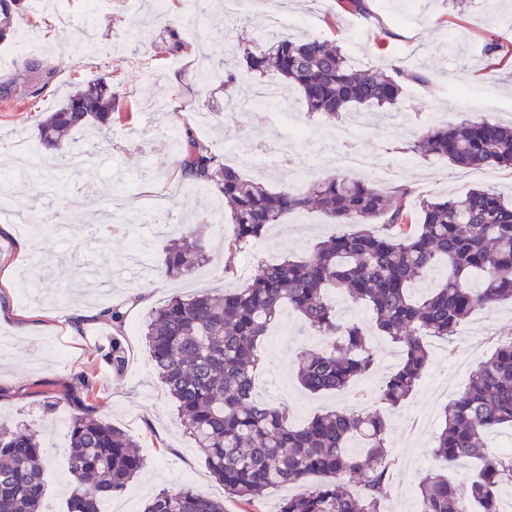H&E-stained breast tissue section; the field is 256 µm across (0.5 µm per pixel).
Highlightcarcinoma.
<instances>
[{"label":"carcinoma","instance_id":"obj_1","mask_svg":"<svg viewBox=\"0 0 512 512\" xmlns=\"http://www.w3.org/2000/svg\"><path fill=\"white\" fill-rule=\"evenodd\" d=\"M23 0H0V42L10 38ZM224 76L225 105L247 97L234 93L242 72L295 86L307 113L334 120L359 107L399 112L403 80L421 75L403 66L392 74L352 66L336 42L296 38L277 29L255 49L203 67ZM112 73L93 76L38 124L42 143L56 150V165L71 163L66 137L86 127L121 120ZM464 168H512V127L489 121L450 122L429 128L414 145ZM180 178L213 187L230 213L224 236L229 257L260 239L291 212L321 210L338 225L336 234L299 258L258 265L244 288L173 296L151 310L143 336L154 369L204 455L224 495L250 504L290 484L304 492L283 498L277 512H383L393 462L385 450L387 423L381 413L341 407L301 425L286 407L254 398L259 344L285 308L299 313L323 337L322 348L301 351L296 378L312 394H338L378 361L363 327L344 320L330 292L344 290L369 307L374 327L399 347L401 362L379 387V400L397 407L408 399L429 362L426 340L450 339L477 309L512 303V206L489 187L451 198L423 200L412 211L410 190L393 194L339 172L302 189L278 191L248 179L209 146L186 134L179 142ZM384 219L383 226L378 220ZM211 262L205 243L190 231L170 240L164 271L186 276ZM438 267L442 281L414 299L412 286ZM102 358L120 371L122 344L112 341ZM89 401L70 422L68 468L73 477L67 512H106L104 505L145 469L137 442L122 429L93 416L95 382L78 378ZM444 425L431 438V453L450 466L476 460L479 469L465 488L439 470L418 482L417 512H502L501 490L512 487V455L488 446V436L512 429V337L469 374L461 393L443 408ZM49 458L34 435L0 424V512H42ZM144 512H224V502L189 485L160 489Z\"/></svg>","mask_w":512,"mask_h":512}]
</instances>
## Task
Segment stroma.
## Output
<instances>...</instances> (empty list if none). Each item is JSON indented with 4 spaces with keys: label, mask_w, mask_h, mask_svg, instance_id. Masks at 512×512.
I'll list each match as a JSON object with an SVG mask.
<instances>
[{
    "label": "stroma",
    "mask_w": 512,
    "mask_h": 512,
    "mask_svg": "<svg viewBox=\"0 0 512 512\" xmlns=\"http://www.w3.org/2000/svg\"><path fill=\"white\" fill-rule=\"evenodd\" d=\"M280 11L277 0L266 9L248 10L241 18L224 13V0H208L209 9L197 20H187L180 0H167L166 23L138 25L147 11V0H104L94 18H86L84 0H65L71 14L63 25L52 13L35 9L24 0L14 28L31 42L29 51L14 55L0 68V86L11 85L8 100H0V178L15 182L21 177L10 151L17 137L31 143L36 154L49 158L40 142L37 122L58 109L79 82L108 71L121 103L130 107L131 122L88 135L73 133L76 149L97 155L109 176L91 173L74 179L66 170L43 180L38 189L15 191L9 197L13 209L30 213L38 224L35 232L18 225L0 229V273L17 272L26 264L41 263L43 279L39 299L21 301L17 280L0 283V422L35 431L46 448L47 474L44 512H65L72 477L66 464L69 423L75 404L48 407L47 390L71 392L78 373L93 377L100 394L97 410L111 424L126 431L140 445L146 468L124 493L113 497L112 512H141L159 489L191 485L201 495L223 501L226 512H275L282 497L273 492L251 505L225 498L224 486L206 466L177 418L164 385L159 380L143 338V326L151 307L168 297L188 295L224 286V239L212 220L217 194L204 186H191L177 174L178 150L163 141L158 130L165 125L191 129L215 153L234 146L250 150L284 134L276 117L256 115L253 109L224 112V91L218 84L198 88L196 72L210 59L223 56L228 44L245 38L259 41L267 26L281 16L293 19L295 36H320L336 41L358 68L390 71L398 63L421 71L425 84L404 86L401 113L364 110L367 128L357 144L369 160L351 171L356 180L377 183L389 192L404 185L412 201L458 195L476 186L498 191L512 202V169H458L442 157L421 158L409 145L427 128L454 120H489L512 124V57L506 61L488 57V38L512 48V35H503V18L512 17V0H471L465 11L452 9L449 0H371L369 16L350 14L338 0H290ZM178 26L188 43L186 50L170 52L163 38L165 25ZM36 62L54 76L36 98L26 96L39 82L28 70ZM284 106L307 129L305 139L293 142L289 165L268 170L246 169V177L280 189L291 183V166L305 167L313 155L326 156L339 148L332 121L308 115L295 87L281 85ZM210 103L215 113L210 125L198 124L195 108ZM390 161L405 162L403 173L390 181H377L379 167ZM161 205L174 223L189 226L214 250L211 265L186 278H168L161 271L164 236L139 223L137 213ZM318 210L293 213L274 225L260 244L235 258L237 285H245L259 262L300 257L335 233ZM79 257V277L63 276L61 258ZM147 300L136 303L137 291ZM83 307L119 309L123 326L94 317L72 328L62 319L64 310ZM512 332V305L499 304L476 311L462 328L463 335L482 336L483 347L470 351V362L490 354L493 335ZM120 337L128 350L123 370L116 371L101 357L102 346ZM321 342L293 310H284L261 344V359L254 388L260 399L286 403L294 420L304 422L314 414L346 405L354 392L372 394L391 372L387 360H379L372 372L355 384L354 391L316 395L305 391L296 378V359L304 348ZM426 373L409 398L398 408L386 410L389 424L385 446L402 472L385 501V512H415L420 471L436 468L429 446L409 432V422L438 429L442 404L434 402L430 384L450 368L443 340H432Z\"/></svg>",
    "instance_id": "obj_1"
}]
</instances>
